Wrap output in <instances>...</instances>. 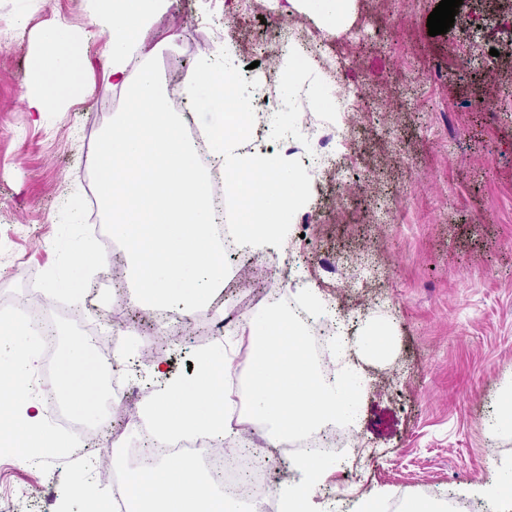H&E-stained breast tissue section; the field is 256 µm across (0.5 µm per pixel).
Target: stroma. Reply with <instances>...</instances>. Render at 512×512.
I'll return each mask as SVG.
<instances>
[{"mask_svg": "<svg viewBox=\"0 0 512 512\" xmlns=\"http://www.w3.org/2000/svg\"><path fill=\"white\" fill-rule=\"evenodd\" d=\"M439 0H353L335 33L305 13L278 14L273 0H174L153 27L169 39L153 64L167 84L185 82L202 53L231 46L248 81L269 83L282 54L262 46L270 22L305 33L316 51L298 91L319 85L333 95L325 64L343 63L358 88L354 114L307 107L320 126L346 132L359 146L345 176L310 182L307 201L287 238L257 256L228 260L212 304L246 316L300 307L295 288L271 282L268 270L299 262L302 283L327 299L324 323L350 320V361L363 394L352 422L354 451L312 495L315 512H336L335 495L351 512L380 491L385 500L454 499L460 512H491L487 500L457 496L466 485H493L512 461V432L494 430L497 400L512 384V32L498 27L512 0H463L447 33L428 34ZM97 0H0V295L25 299L30 280L55 289L54 307L81 312L111 332L113 305L127 306L117 372L134 377L147 341L162 335L146 312L129 308L134 264L123 245L102 252L88 221L85 181L92 156L120 117L102 67L84 91L49 111L26 104L28 74L41 32L68 26L94 59L104 40L90 18ZM390 201L376 223L373 207ZM80 255L93 256L86 266ZM93 287L91 304L69 299L74 279ZM389 324L386 349L365 352L362 339ZM199 313L187 315L177 342H166L167 374L191 379L204 346ZM62 453L0 448V496L11 512H82L70 489L85 484L109 493L96 458L105 435L74 454V437L57 429ZM43 478L31 487L32 467Z\"/></svg>", "mask_w": 512, "mask_h": 512, "instance_id": "stroma-1", "label": "stroma"}]
</instances>
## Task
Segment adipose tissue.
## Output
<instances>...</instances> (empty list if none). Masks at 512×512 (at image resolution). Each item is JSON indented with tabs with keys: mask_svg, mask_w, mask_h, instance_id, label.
<instances>
[{
	"mask_svg": "<svg viewBox=\"0 0 512 512\" xmlns=\"http://www.w3.org/2000/svg\"><path fill=\"white\" fill-rule=\"evenodd\" d=\"M170 2L101 0L98 14L105 38L104 76L127 104L97 150L98 194L113 238L135 261L130 301L153 315L174 301L192 307L205 303L211 285L224 277V250L207 235L216 218L209 178L185 135L184 119L169 112L167 90L152 65L159 49L152 25ZM41 42L42 52L32 63L35 90L27 100L35 112L81 87L92 66L65 25L45 30ZM186 92L196 112L206 117L202 129L212 161L223 170L224 193L237 206L234 246L254 256L271 249L295 223L308 192L306 179L293 156L254 145L255 99L235 71L217 67L212 55H205L187 79ZM300 318L271 309L236 328L247 344L252 423L274 448L295 434L353 419L362 389L351 370L337 369L328 378L312 369ZM26 334L25 325L0 321V335L14 349L11 362L0 363V393L9 395L0 403V431L11 430L19 448L38 426L37 413L11 417V400L23 396L22 377L33 361ZM232 366V358L218 348L199 354L192 379L169 381L164 358H156L152 370L161 381L147 401L153 435L196 433L240 442L239 431L226 420L236 406L227 383ZM99 371L94 347L74 337L58 361L59 389L72 411L88 420L97 416ZM294 466L303 480L278 487L282 512H310L309 499L329 467L314 455L296 459ZM145 472L146 480H131L126 488L134 512H241L238 499L211 494L193 462L172 466L159 460Z\"/></svg>",
	"mask_w": 512,
	"mask_h": 512,
	"instance_id": "1",
	"label": "adipose tissue"
}]
</instances>
